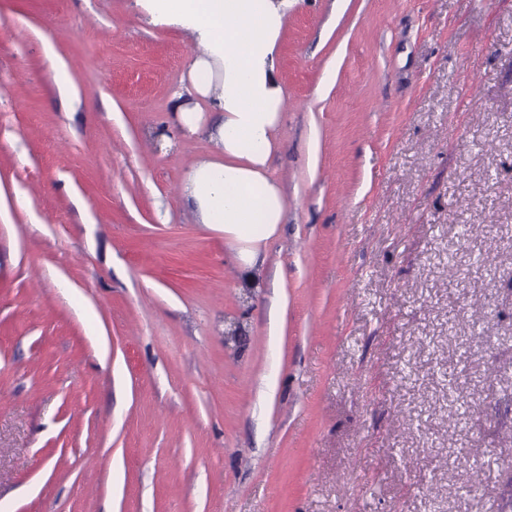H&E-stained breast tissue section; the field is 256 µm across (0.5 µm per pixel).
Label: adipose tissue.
<instances>
[{
  "instance_id": "1",
  "label": "adipose tissue",
  "mask_w": 512,
  "mask_h": 512,
  "mask_svg": "<svg viewBox=\"0 0 512 512\" xmlns=\"http://www.w3.org/2000/svg\"><path fill=\"white\" fill-rule=\"evenodd\" d=\"M149 23L188 32L195 45L185 85L171 98L174 127L204 134L217 159L199 161L182 189L201 223L237 247L254 268L286 215L278 183L267 175L283 94L275 49L288 0H135Z\"/></svg>"
}]
</instances>
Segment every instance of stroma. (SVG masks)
<instances>
[{
  "label": "stroma",
  "instance_id": "obj_1",
  "mask_svg": "<svg viewBox=\"0 0 512 512\" xmlns=\"http://www.w3.org/2000/svg\"><path fill=\"white\" fill-rule=\"evenodd\" d=\"M191 54L0 0V512H512V0H289L250 270L155 138ZM456 387L454 383H449L448 385V398L451 399L452 408L449 414V427L453 428V430H463L466 429L469 425L473 414L474 408L473 406L464 400H459L458 397L455 398ZM456 401V403H454Z\"/></svg>",
  "mask_w": 512,
  "mask_h": 512
}]
</instances>
